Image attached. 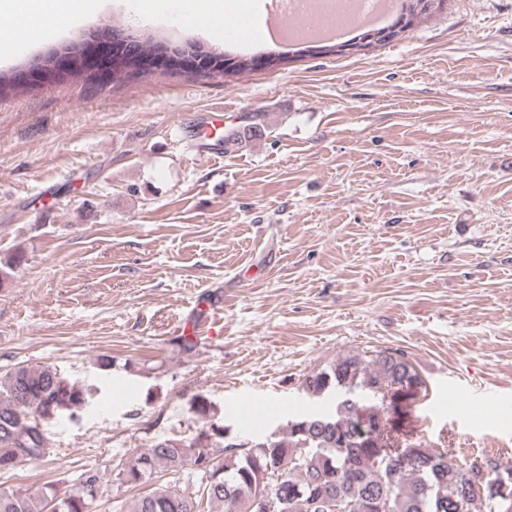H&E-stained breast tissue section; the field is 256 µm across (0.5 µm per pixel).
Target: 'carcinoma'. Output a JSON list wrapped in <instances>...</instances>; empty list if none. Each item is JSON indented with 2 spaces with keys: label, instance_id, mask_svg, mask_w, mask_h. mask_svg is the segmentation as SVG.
<instances>
[{
  "label": "carcinoma",
  "instance_id": "cac0c4a2",
  "mask_svg": "<svg viewBox=\"0 0 512 512\" xmlns=\"http://www.w3.org/2000/svg\"><path fill=\"white\" fill-rule=\"evenodd\" d=\"M203 63L184 58L173 68L224 78L212 58L224 54L191 46ZM249 133L222 132L216 144L240 149L270 131L268 113H248ZM23 252L0 258V282L21 265ZM304 393L334 396L327 411L300 415L286 436L258 438L232 435L228 427L209 422L190 438L168 437L117 464L116 479L127 486L160 479L129 512H264L268 501L299 500L304 512H501L512 504V465L481 456L459 465L446 453L399 441L386 429L381 411L405 415L400 406L418 398L427 384L409 354L401 348L349 352L304 376ZM98 388L71 381L50 364L26 365L0 372V473L49 453L45 423L76 420ZM224 448V458L211 452ZM194 485V495L187 494ZM103 489L98 474L87 472L70 489L50 488L20 495L0 488V512H89L87 490Z\"/></svg>",
  "mask_w": 512,
  "mask_h": 512
}]
</instances>
